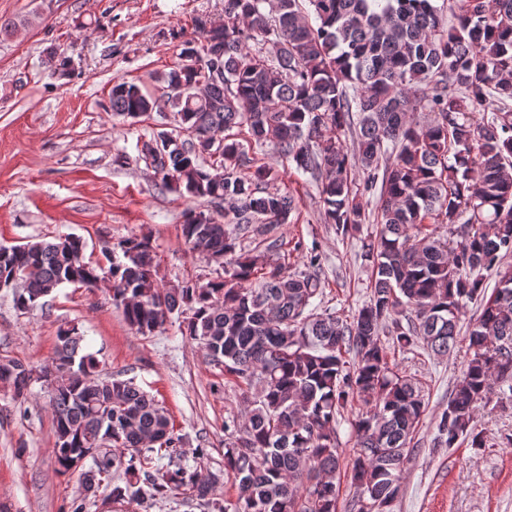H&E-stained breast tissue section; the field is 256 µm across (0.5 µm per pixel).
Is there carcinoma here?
<instances>
[{
    "instance_id": "cac0c4a2",
    "label": "carcinoma",
    "mask_w": 512,
    "mask_h": 512,
    "mask_svg": "<svg viewBox=\"0 0 512 512\" xmlns=\"http://www.w3.org/2000/svg\"><path fill=\"white\" fill-rule=\"evenodd\" d=\"M448 10L446 22L432 0H224V21H196L204 43L185 41L187 56L161 78L176 126L144 142L141 159L163 187L224 205L222 217L191 211L182 224L185 243L221 260L224 276L164 287L146 236L122 240L105 265L69 235L0 253V288L13 290L18 309L107 277L137 334L182 316V335L254 394L240 420L224 422L221 476L182 462V438L158 401L131 379L99 374L77 328L58 331L50 368L1 364L15 400L36 381L47 389L59 471L91 461L84 496L106 485L112 502L144 510L182 490L205 512H336V424L357 401L365 411L352 422L351 484L370 493L374 512H391L427 403L389 361L383 337L445 356L477 300L469 357L434 445L486 446L478 404L512 402V266L502 263L512 253V0H451ZM109 108L138 118L159 101L122 81ZM235 128L248 130L250 150L273 148L317 184L324 219L343 237L369 222L365 196L379 190V230L365 251L370 297L352 321L318 303L319 256L291 274L236 253L244 238L278 250L271 234L294 223L297 205ZM222 477L235 500L211 498Z\"/></svg>"
}]
</instances>
